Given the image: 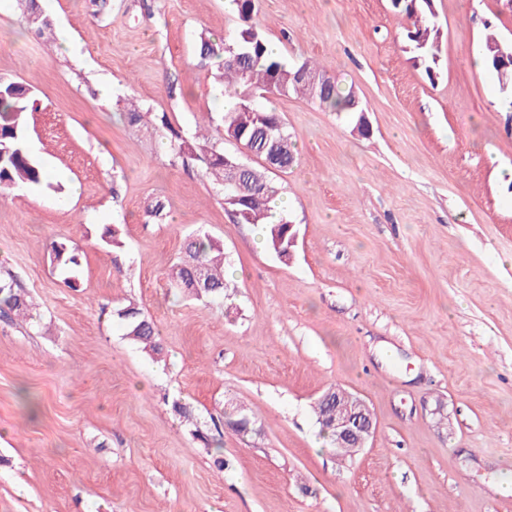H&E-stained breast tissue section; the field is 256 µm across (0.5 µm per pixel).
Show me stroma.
I'll use <instances>...</instances> for the list:
<instances>
[{
  "label": "stroma",
  "instance_id": "35a3bbf8",
  "mask_svg": "<svg viewBox=\"0 0 512 512\" xmlns=\"http://www.w3.org/2000/svg\"><path fill=\"white\" fill-rule=\"evenodd\" d=\"M257 7L283 59L322 62L362 106L272 100L298 150L273 177L297 231L286 263L164 134L125 118L133 98L190 137L228 108L196 55L235 30L228 0H55L73 54L0 5V79L34 92L31 151L62 172L0 199V270L43 315L26 331L0 318V512H512L496 489L512 482V107L473 66L484 21L512 40V12L435 0L429 74L390 0ZM112 224L119 251L98 243ZM197 230L224 245L227 305L168 284ZM54 240L79 252V289ZM130 304L161 359L126 337ZM336 388L376 422L349 457L312 412ZM177 402L204 422L246 405L259 431L205 447Z\"/></svg>",
  "mask_w": 512,
  "mask_h": 512
}]
</instances>
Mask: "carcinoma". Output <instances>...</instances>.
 Listing matches in <instances>:
<instances>
[{"label":"carcinoma","mask_w":512,"mask_h":512,"mask_svg":"<svg viewBox=\"0 0 512 512\" xmlns=\"http://www.w3.org/2000/svg\"><path fill=\"white\" fill-rule=\"evenodd\" d=\"M24 2V22L36 29L37 34L51 33V21L39 10L35 0ZM233 11L240 21L232 37L220 39H201L197 53L201 60L212 63L216 71L215 82L223 85L224 91L235 98V104L220 118V125L207 126L187 139L172 125L166 112L148 114L132 109L126 113L128 122L137 125L144 118L153 116L154 127L168 133L170 148L178 158L188 157L195 161L205 176L213 179L216 185L224 187V149L220 142L230 138L237 139L251 156L262 163L256 167L251 164L241 171L239 180L244 195L239 208L247 212L241 219L244 224H262L267 229L270 249L286 263L288 253V225L272 220L270 202L277 194L271 186L268 174L272 168L283 172L290 168L296 156L281 152L278 145L279 135H288L281 115L269 107L267 95L287 96L291 93L307 98L314 104L332 112H349L352 103L351 91L336 82L327 68L314 60H305L301 67L331 82L326 88L322 85L298 81L291 78L298 66L289 64L280 56L272 55L270 44L263 34L251 23L255 10L254 0H231ZM434 0H391L395 11L406 16L412 22L408 39L414 45L419 56L436 62L440 51L437 36ZM500 43L504 53L512 55V46L503 40L495 24L484 27L482 44ZM37 100L24 84L15 81L0 80V197L13 191H21L41 185L46 179L45 171L34 158L28 144L26 114L34 109ZM100 240L103 245L122 247L121 233L116 224L104 227ZM52 258L57 266L70 272L69 287L78 286L76 278L79 258L62 242L50 244ZM224 245L207 233H195L186 238L184 255L167 273L170 287L179 290L188 297L202 300H225L228 286L225 281ZM35 303L32 297L21 288L14 275L0 273V317L13 320L19 317L33 321L32 310ZM126 336L151 355L161 353L157 343L156 329L139 308L129 305L118 310ZM174 411L181 423L193 427V435L205 446L211 445L209 430L199 427L193 410L182 404H175ZM336 407L322 401L315 402L316 421L330 441H335L333 429L328 426L334 417ZM255 420L240 405L232 406V412H223L212 419L216 431L227 427L241 436L251 432L247 423Z\"/></svg>","instance_id":"carcinoma-1"}]
</instances>
